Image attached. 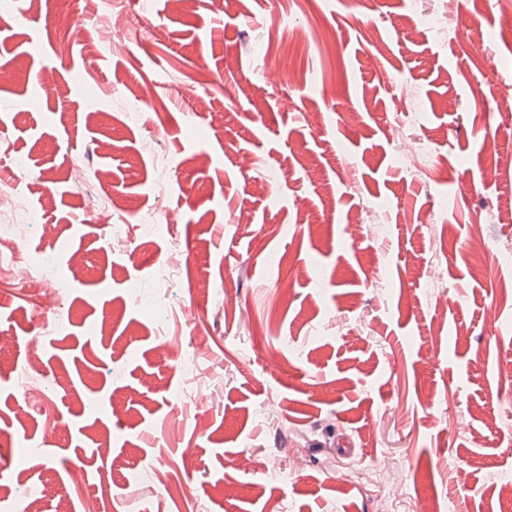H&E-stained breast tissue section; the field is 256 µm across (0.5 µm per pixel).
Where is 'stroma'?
<instances>
[{
	"mask_svg": "<svg viewBox=\"0 0 512 512\" xmlns=\"http://www.w3.org/2000/svg\"><path fill=\"white\" fill-rule=\"evenodd\" d=\"M1 65L51 78L0 86L28 213L0 252L50 270L0 277V512L36 483L53 512H504L512 169L484 173L512 156V0H0ZM17 387L21 391L20 395L26 404L37 403L44 396L41 387L34 382L30 368H25L18 374Z\"/></svg>",
	"mask_w": 512,
	"mask_h": 512,
	"instance_id": "stroma-1",
	"label": "stroma"
}]
</instances>
